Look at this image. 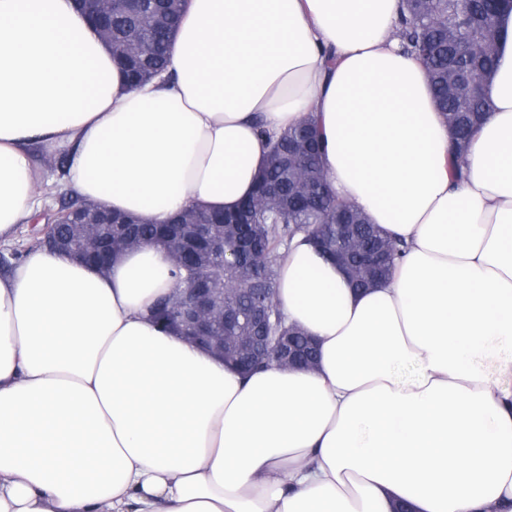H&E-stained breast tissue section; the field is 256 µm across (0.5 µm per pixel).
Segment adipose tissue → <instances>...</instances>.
Segmentation results:
<instances>
[{"label":"adipose tissue","mask_w":512,"mask_h":512,"mask_svg":"<svg viewBox=\"0 0 512 512\" xmlns=\"http://www.w3.org/2000/svg\"><path fill=\"white\" fill-rule=\"evenodd\" d=\"M401 10L188 0L169 75L132 87L71 0H0V240L40 203L33 152L165 224L236 209L311 116L336 196L405 244L356 293L295 239L278 305L319 364L247 378L154 326L160 248L104 274L32 250L0 274V512H512V14L460 180Z\"/></svg>","instance_id":"1"}]
</instances>
